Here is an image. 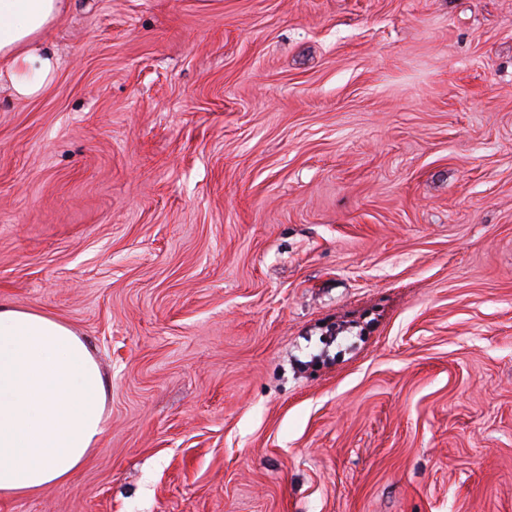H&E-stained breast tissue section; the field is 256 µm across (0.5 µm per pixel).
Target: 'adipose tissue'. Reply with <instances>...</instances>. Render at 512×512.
I'll list each match as a JSON object with an SVG mask.
<instances>
[{
	"mask_svg": "<svg viewBox=\"0 0 512 512\" xmlns=\"http://www.w3.org/2000/svg\"><path fill=\"white\" fill-rule=\"evenodd\" d=\"M64 0H0V77L38 95L57 61L39 44ZM106 387L86 343L62 320L0 302V495L67 481L97 447Z\"/></svg>",
	"mask_w": 512,
	"mask_h": 512,
	"instance_id": "ef3b65f1",
	"label": "adipose tissue"
}]
</instances>
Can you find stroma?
Segmentation results:
<instances>
[{
  "mask_svg": "<svg viewBox=\"0 0 512 512\" xmlns=\"http://www.w3.org/2000/svg\"><path fill=\"white\" fill-rule=\"evenodd\" d=\"M0 89V300L106 420L0 512H512V0H70Z\"/></svg>",
  "mask_w": 512,
  "mask_h": 512,
  "instance_id": "1",
  "label": "stroma"
}]
</instances>
